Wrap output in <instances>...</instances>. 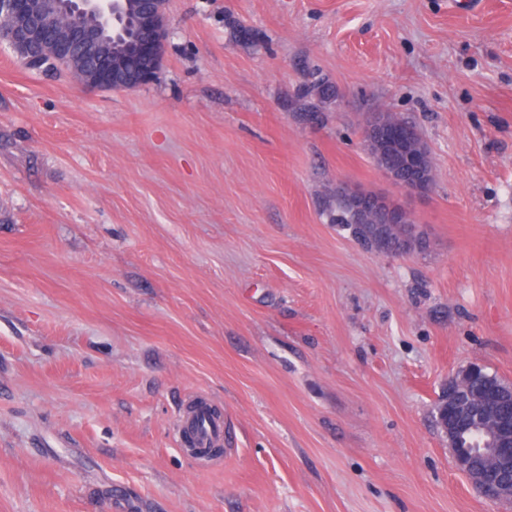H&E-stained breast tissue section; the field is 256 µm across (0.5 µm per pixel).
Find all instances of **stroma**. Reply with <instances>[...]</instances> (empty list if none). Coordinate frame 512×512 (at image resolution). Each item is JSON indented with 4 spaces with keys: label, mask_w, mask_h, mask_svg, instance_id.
<instances>
[{
    "label": "stroma",
    "mask_w": 512,
    "mask_h": 512,
    "mask_svg": "<svg viewBox=\"0 0 512 512\" xmlns=\"http://www.w3.org/2000/svg\"><path fill=\"white\" fill-rule=\"evenodd\" d=\"M167 23L125 91L0 44V512H512L434 420L467 366L512 383V0H168ZM368 112L416 124L429 196L379 170ZM340 177L426 248L329 223ZM195 393L216 464L174 429Z\"/></svg>",
    "instance_id": "35a3bbf8"
}]
</instances>
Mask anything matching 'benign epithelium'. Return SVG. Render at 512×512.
<instances>
[{
  "instance_id": "benign-epithelium-1",
  "label": "benign epithelium",
  "mask_w": 512,
  "mask_h": 512,
  "mask_svg": "<svg viewBox=\"0 0 512 512\" xmlns=\"http://www.w3.org/2000/svg\"><path fill=\"white\" fill-rule=\"evenodd\" d=\"M121 0H0V43L15 49L21 62L31 70L42 71L46 63L26 55L33 42L44 44L53 53L77 48L90 52L92 63L75 66L84 87L106 86L126 90L150 83L158 71L144 70L138 64L112 60L88 37L95 25L112 26L118 20ZM133 28L145 34L142 52L154 65L161 64L158 51L168 39L165 14L146 6L133 17ZM363 146L376 157V165L397 187L410 195L425 196L433 189V172L427 147L418 143L396 162L382 148L383 142L405 145L414 139L412 130L397 123H388L380 112L367 114L362 131ZM334 192L343 197L351 222L368 229L375 247L399 254L420 249L424 240L415 229L411 213L386 198L367 192L351 182L338 179ZM479 373L470 367L459 371L448 382V394L436 406V423L448 435L455 467L485 499L512 503V418L492 414L494 398L473 393L469 381ZM480 432L488 447L464 448V436Z\"/></svg>"
}]
</instances>
